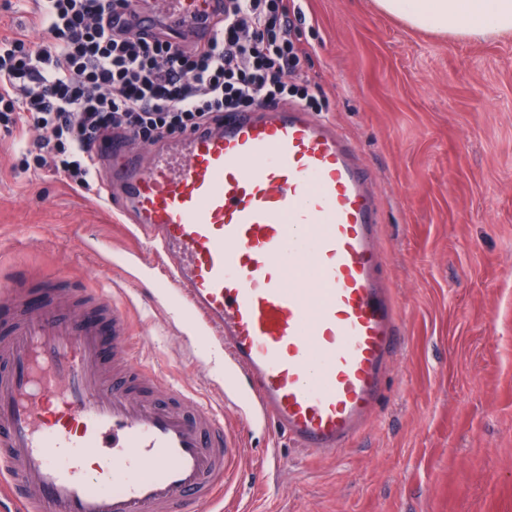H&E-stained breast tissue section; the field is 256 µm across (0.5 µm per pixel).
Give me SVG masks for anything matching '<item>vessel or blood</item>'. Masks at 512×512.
Instances as JSON below:
<instances>
[{
    "label": "vessel or blood",
    "mask_w": 512,
    "mask_h": 512,
    "mask_svg": "<svg viewBox=\"0 0 512 512\" xmlns=\"http://www.w3.org/2000/svg\"><path fill=\"white\" fill-rule=\"evenodd\" d=\"M220 5L165 0L139 25L207 42ZM176 143L148 165L122 140L96 150L105 197L156 254L170 323L210 358L247 427H277L311 455L351 446L405 332L357 144L293 104ZM42 287L37 308L18 288L0 296V500L13 512H210L235 455L223 417L139 371L122 306L56 273Z\"/></svg>",
    "instance_id": "1"
}]
</instances>
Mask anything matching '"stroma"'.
Listing matches in <instances>:
<instances>
[{"mask_svg": "<svg viewBox=\"0 0 512 512\" xmlns=\"http://www.w3.org/2000/svg\"><path fill=\"white\" fill-rule=\"evenodd\" d=\"M301 74L372 171L385 276L405 323L385 395L354 446L308 456L261 429L241 443L223 512H512V30L470 40L407 26L375 0H304ZM0 140V285L60 272L122 304L136 361L221 406L137 287L93 246L140 244L111 203L18 169Z\"/></svg>", "mask_w": 512, "mask_h": 512, "instance_id": "1", "label": "stroma"}]
</instances>
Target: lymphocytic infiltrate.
<instances>
[{
  "label": "lymphocytic infiltrate",
  "mask_w": 512,
  "mask_h": 512,
  "mask_svg": "<svg viewBox=\"0 0 512 512\" xmlns=\"http://www.w3.org/2000/svg\"><path fill=\"white\" fill-rule=\"evenodd\" d=\"M17 2L29 25L0 34V137L32 135L27 169L86 192L99 187L94 148L106 137L153 145L225 112L322 100L296 80L295 0H222L207 43L138 28L136 0Z\"/></svg>",
  "instance_id": "obj_1"
}]
</instances>
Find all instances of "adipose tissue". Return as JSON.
I'll return each mask as SVG.
<instances>
[{
	"mask_svg": "<svg viewBox=\"0 0 512 512\" xmlns=\"http://www.w3.org/2000/svg\"><path fill=\"white\" fill-rule=\"evenodd\" d=\"M412 27L482 39L512 29V0H376Z\"/></svg>",
	"mask_w": 512,
	"mask_h": 512,
	"instance_id": "obj_1",
	"label": "adipose tissue"
}]
</instances>
